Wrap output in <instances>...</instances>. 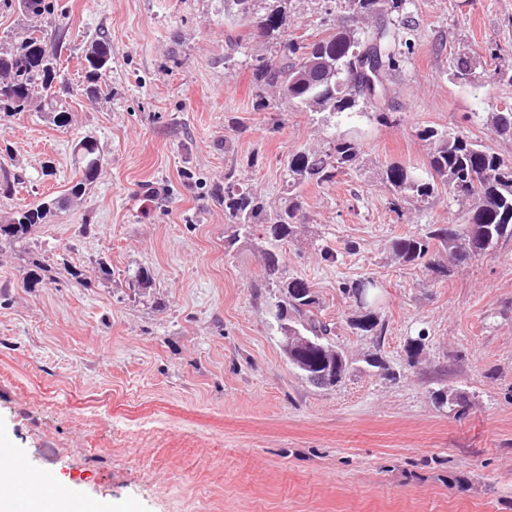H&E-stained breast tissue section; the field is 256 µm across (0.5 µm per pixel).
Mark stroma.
<instances>
[{
	"mask_svg": "<svg viewBox=\"0 0 512 512\" xmlns=\"http://www.w3.org/2000/svg\"><path fill=\"white\" fill-rule=\"evenodd\" d=\"M53 3L38 26L75 89L72 122L36 105L0 124V165L21 178L0 222L65 193L80 136L105 162L80 201L0 243V444L25 476L51 472L64 494L111 512H512V239L445 277L400 263L395 239L456 223L458 207L442 192L392 212L381 176L391 162L426 164L425 127L512 159L489 122L512 85L487 79L512 64V0H407L410 28L394 15L361 23L388 26L403 50L381 106L391 118H359L360 174L301 188L305 222L277 246L349 361L329 388L286 360L268 244L234 237L218 197L232 167L279 206L288 154L322 148L344 123L253 110L250 64L266 47L229 45L224 0ZM348 20L340 0H292L288 30L311 39ZM99 36L112 72L93 109L80 58ZM463 53L476 63L468 83L452 75ZM37 263L48 270L31 287L22 274ZM70 265L87 284L69 282ZM142 268L152 286L136 298L125 282ZM367 277L380 286L379 337L353 329L340 292ZM451 390L469 405L439 403Z\"/></svg>",
	"mask_w": 512,
	"mask_h": 512,
	"instance_id": "1",
	"label": "stroma"
}]
</instances>
